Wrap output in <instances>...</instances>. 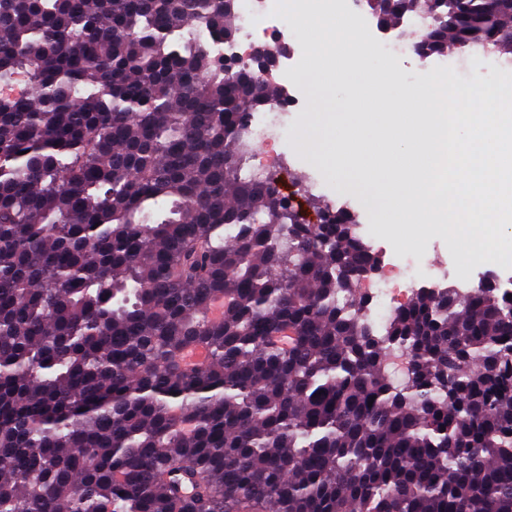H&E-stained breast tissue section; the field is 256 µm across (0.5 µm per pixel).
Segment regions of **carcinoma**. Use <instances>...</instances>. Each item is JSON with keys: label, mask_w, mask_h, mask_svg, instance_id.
<instances>
[{"label": "carcinoma", "mask_w": 512, "mask_h": 512, "mask_svg": "<svg viewBox=\"0 0 512 512\" xmlns=\"http://www.w3.org/2000/svg\"><path fill=\"white\" fill-rule=\"evenodd\" d=\"M368 5L429 15L426 56L512 51V0ZM237 14L0 0V84L30 87L0 96V512H512V298L365 320L355 214L308 224L248 168L278 92L225 75Z\"/></svg>", "instance_id": "obj_1"}]
</instances>
